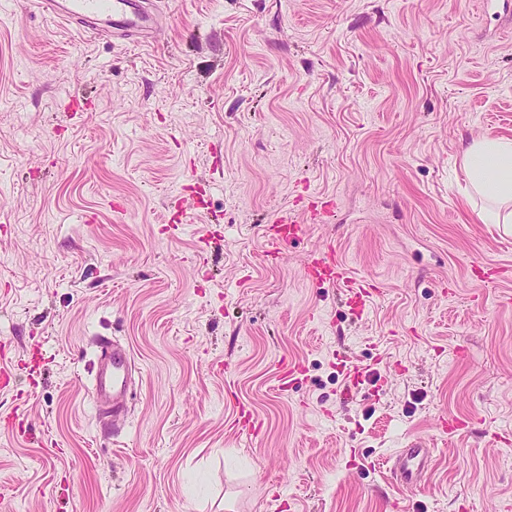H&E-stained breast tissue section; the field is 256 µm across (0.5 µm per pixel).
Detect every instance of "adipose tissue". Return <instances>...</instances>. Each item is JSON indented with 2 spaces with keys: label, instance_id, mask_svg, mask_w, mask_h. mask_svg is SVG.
Masks as SVG:
<instances>
[{
  "label": "adipose tissue",
  "instance_id": "adipose-tissue-1",
  "mask_svg": "<svg viewBox=\"0 0 512 512\" xmlns=\"http://www.w3.org/2000/svg\"><path fill=\"white\" fill-rule=\"evenodd\" d=\"M467 187L488 203L481 218L512 229V139L472 140L462 154Z\"/></svg>",
  "mask_w": 512,
  "mask_h": 512
}]
</instances>
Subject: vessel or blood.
<instances>
[{
	"instance_id": "vessel-or-blood-1",
	"label": "vessel or blood",
	"mask_w": 512,
	"mask_h": 512,
	"mask_svg": "<svg viewBox=\"0 0 512 512\" xmlns=\"http://www.w3.org/2000/svg\"><path fill=\"white\" fill-rule=\"evenodd\" d=\"M46 16L66 22L81 23L85 30L103 37H116L134 43L157 38L159 16L143 6L141 0H32ZM309 280L330 282L342 288L348 301L367 307L371 302L367 277L353 273L341 264L333 249L314 258L305 270ZM96 364L92 378L96 402L111 400L113 418L125 413L132 371L130 350L107 336L97 337ZM431 451L411 443L399 449L390 468L392 477L407 487L421 485L427 472Z\"/></svg>"
}]
</instances>
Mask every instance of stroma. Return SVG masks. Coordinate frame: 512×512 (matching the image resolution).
Returning <instances> with one entry per match:
<instances>
[{"instance_id":"obj_1","label":"stroma","mask_w":512,"mask_h":512,"mask_svg":"<svg viewBox=\"0 0 512 512\" xmlns=\"http://www.w3.org/2000/svg\"><path fill=\"white\" fill-rule=\"evenodd\" d=\"M160 8L127 44L0 0V512H506L512 275L484 278L512 233L461 153L512 138V0ZM176 189L204 221L172 237ZM331 199L274 253L278 216ZM328 245L379 289L367 313L305 277ZM98 336L135 360L118 431ZM412 441L417 491L388 477Z\"/></svg>"}]
</instances>
